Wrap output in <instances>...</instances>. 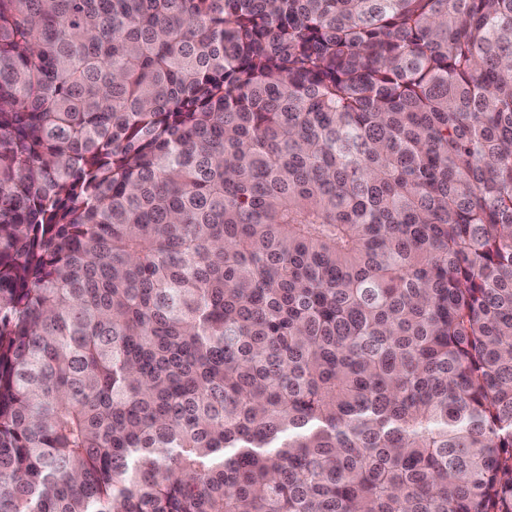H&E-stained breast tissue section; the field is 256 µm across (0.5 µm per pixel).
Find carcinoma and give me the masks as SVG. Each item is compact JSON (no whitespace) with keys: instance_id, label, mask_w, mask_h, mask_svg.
I'll return each mask as SVG.
<instances>
[{"instance_id":"carcinoma-1","label":"carcinoma","mask_w":512,"mask_h":512,"mask_svg":"<svg viewBox=\"0 0 512 512\" xmlns=\"http://www.w3.org/2000/svg\"><path fill=\"white\" fill-rule=\"evenodd\" d=\"M0 512H512V0H0Z\"/></svg>"}]
</instances>
